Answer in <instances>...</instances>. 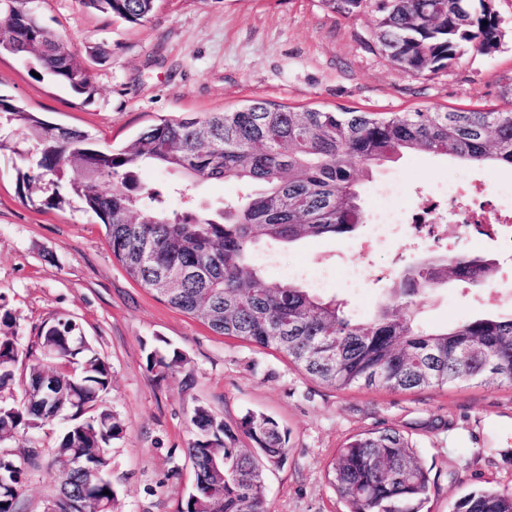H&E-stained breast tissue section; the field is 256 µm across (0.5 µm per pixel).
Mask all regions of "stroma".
Instances as JSON below:
<instances>
[{
  "label": "stroma",
  "instance_id": "35a3bbf8",
  "mask_svg": "<svg viewBox=\"0 0 512 512\" xmlns=\"http://www.w3.org/2000/svg\"><path fill=\"white\" fill-rule=\"evenodd\" d=\"M503 37L498 49H472L436 73L412 77L380 51L372 2L351 17L322 0H159L150 20L130 25L85 8L80 0H39L51 30L77 55L101 46L92 65L91 96L26 64L0 56V94L50 122L89 132L121 148L163 118L239 108L255 99L336 111L493 110L512 100V0H491ZM18 156L0 157V303L16 320L22 348H34L41 324L70 317L112 366L108 406L124 424L112 443L113 512H178L195 481L186 455L196 404L227 423L246 411L274 418L287 434L288 458L266 472L271 512H346L327 482L338 448L357 433L394 427L408 436L433 481L424 512H453L455 502L485 486L512 491V384L394 392L353 386L337 390L305 376L279 351L213 333L141 288L113 258L104 227L78 200L58 209L24 203L16 189ZM470 175L512 182L511 167L486 168L423 152L372 168L358 189L369 222L354 238L308 237L253 248L264 277L295 282L336 298L358 322L369 321L394 272L452 249L458 228L438 240L394 250L375 234L383 215L377 189L408 182L413 209L429 189ZM372 266L362 288L337 287L326 265ZM484 286L454 280L416 300V325L429 331L493 310L512 312V285L489 299ZM167 342L188 364L176 378L147 372L144 347Z\"/></svg>",
  "mask_w": 512,
  "mask_h": 512
}]
</instances>
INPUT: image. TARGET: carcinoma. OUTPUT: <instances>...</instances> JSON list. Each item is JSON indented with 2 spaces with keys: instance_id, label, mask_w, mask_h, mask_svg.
<instances>
[{
  "instance_id": "cac0c4a2",
  "label": "carcinoma",
  "mask_w": 512,
  "mask_h": 512,
  "mask_svg": "<svg viewBox=\"0 0 512 512\" xmlns=\"http://www.w3.org/2000/svg\"><path fill=\"white\" fill-rule=\"evenodd\" d=\"M112 19L142 24L157 0H79ZM350 16L367 0H323ZM377 41L400 71L434 74L462 50L484 51L500 36V21L483 0H379ZM29 70L91 89L87 66L67 41L45 26L34 0H0V56ZM33 143L17 168L23 201L56 209L75 198L103 224L112 256L127 275L160 300L202 319L218 335L283 353L305 375L343 390L360 384L392 391L512 383V314L489 312L435 331L413 326L415 299L446 276L473 285L492 282L493 258L432 256L396 274L390 297L367 322L352 321L336 299L294 282L261 278L251 263L259 243L290 244L304 237L347 238L366 223L359 174L407 152L450 155L466 163L512 167V107L502 110L366 112L301 110L257 99L204 117L163 119L129 145L104 152L81 129L43 120L0 96V154L18 153L12 134ZM180 173L185 181L149 187L142 166ZM234 180L244 193L217 208L195 202L198 184ZM178 194L184 207L170 210ZM160 270L174 275L155 288ZM15 318L0 305V512H19L26 463L39 455L33 435L62 422L52 464L59 477L45 512H112V442L124 426L105 404L112 366L89 342L78 343L71 318L45 321L38 349L24 350ZM332 351L330 367L315 347ZM146 370L165 380L188 363L177 348H144ZM55 386L45 402L43 382ZM187 455L196 479L179 512H270L264 471L287 457V437L272 418L253 412L231 426L206 405L194 408ZM256 447L239 446L240 435ZM86 461L68 472V460ZM329 482L348 512H421L429 472L398 429L349 438L330 464ZM454 512H512V492L490 488L459 499Z\"/></svg>"
}]
</instances>
